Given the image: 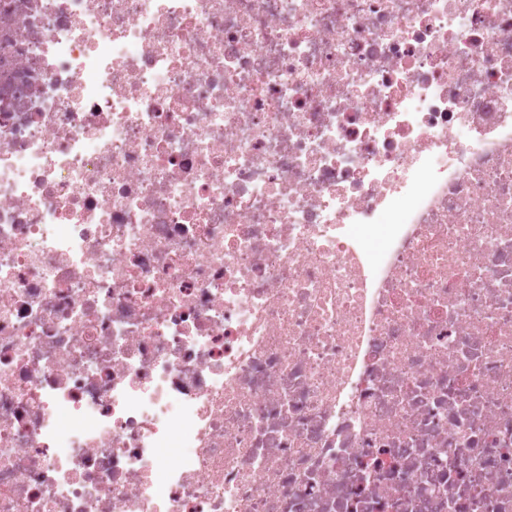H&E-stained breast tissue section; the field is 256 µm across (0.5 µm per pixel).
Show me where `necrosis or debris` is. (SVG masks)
<instances>
[{"instance_id": "4bbe7bcc", "label": "necrosis or debris", "mask_w": 512, "mask_h": 512, "mask_svg": "<svg viewBox=\"0 0 512 512\" xmlns=\"http://www.w3.org/2000/svg\"><path fill=\"white\" fill-rule=\"evenodd\" d=\"M0 512H512V0H0Z\"/></svg>"}]
</instances>
